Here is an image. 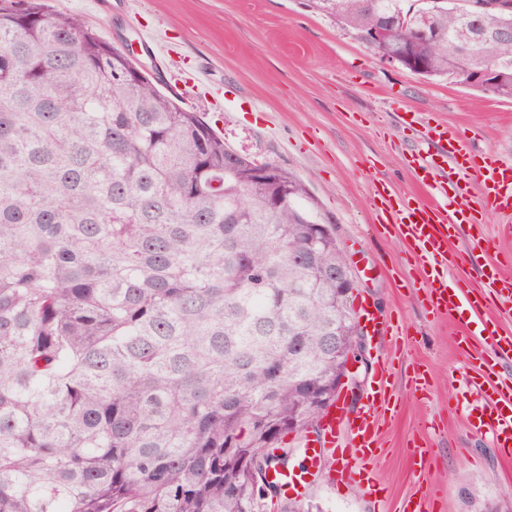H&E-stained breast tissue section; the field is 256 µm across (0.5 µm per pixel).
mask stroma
<instances>
[{
    "instance_id": "35a3bbf8",
    "label": "stroma",
    "mask_w": 512,
    "mask_h": 512,
    "mask_svg": "<svg viewBox=\"0 0 512 512\" xmlns=\"http://www.w3.org/2000/svg\"><path fill=\"white\" fill-rule=\"evenodd\" d=\"M51 0L81 16L99 36L135 51L180 106L200 113L233 150L296 173L336 227L361 298L399 320L398 341L374 340L362 391L370 393L377 361L392 364L398 413L385 429L373 478L335 488L324 471L304 500L314 512H397L400 502L431 493L437 512H512V459L473 436L462 409L468 369L456 352L458 321L428 315L411 283L421 269L396 235L374 228L373 181L416 198L409 165L415 138L447 124L466 131L475 149L512 162V99L479 97L453 78L428 80L380 59L308 0ZM171 39L179 54L169 67L141 52V31ZM414 129H407V121ZM430 372V399L415 396L417 365ZM438 428L424 434L427 421ZM428 438L433 465L414 476L411 442ZM477 501H470V491Z\"/></svg>"
}]
</instances>
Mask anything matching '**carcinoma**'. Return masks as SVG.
<instances>
[{
  "label": "carcinoma",
  "instance_id": "1",
  "mask_svg": "<svg viewBox=\"0 0 512 512\" xmlns=\"http://www.w3.org/2000/svg\"><path fill=\"white\" fill-rule=\"evenodd\" d=\"M473 2L311 7L360 41L390 18L379 57L510 99L512 33L479 41ZM464 42L504 85L471 82ZM159 82L78 15L0 0V512H311L260 475L336 389L334 224Z\"/></svg>",
  "mask_w": 512,
  "mask_h": 512
}]
</instances>
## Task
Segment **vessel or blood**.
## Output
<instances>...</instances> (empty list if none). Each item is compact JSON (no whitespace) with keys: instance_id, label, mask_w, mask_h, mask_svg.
<instances>
[{"instance_id":"obj_1","label":"vessel or blood","mask_w":512,"mask_h":512,"mask_svg":"<svg viewBox=\"0 0 512 512\" xmlns=\"http://www.w3.org/2000/svg\"><path fill=\"white\" fill-rule=\"evenodd\" d=\"M412 167L422 187V197L406 199L374 188L375 221L395 230L407 255L421 266L426 309L436 318L464 316L457 338L458 350L474 371L469 379L473 397L467 424L476 436H490L500 455L512 457V378L501 371L512 356V335L501 332L494 311L512 309V253H499L489 263L480 286H473L458 269L462 258L451 244L461 225L480 229L486 215L512 216V164L502 162L493 150L474 151L466 133L435 126L425 143L412 154ZM360 310L369 337L397 335L392 317L377 316L368 302ZM389 363H378L374 387L364 407L348 410L337 404L323 419L318 437L304 441L302 471H269L267 479L283 498L298 499L310 488L307 479L325 470L331 486L362 482L382 453V428L394 416Z\"/></svg>"}]
</instances>
